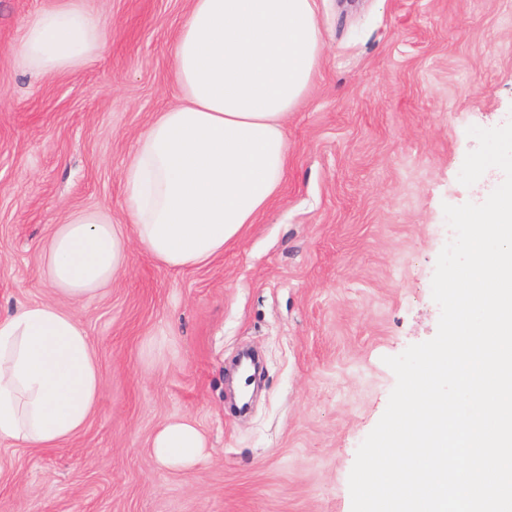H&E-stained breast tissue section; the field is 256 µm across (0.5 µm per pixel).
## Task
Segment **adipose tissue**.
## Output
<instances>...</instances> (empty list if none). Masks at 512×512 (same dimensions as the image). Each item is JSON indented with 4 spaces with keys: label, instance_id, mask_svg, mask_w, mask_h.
<instances>
[{
    "label": "adipose tissue",
    "instance_id": "ef3b65f1",
    "mask_svg": "<svg viewBox=\"0 0 512 512\" xmlns=\"http://www.w3.org/2000/svg\"><path fill=\"white\" fill-rule=\"evenodd\" d=\"M316 0H190L174 41L180 105L156 113L123 171L129 223L82 210L54 225L42 271L57 294L0 318V441L56 448L87 425L103 379L74 306L111 284L138 242L172 269L204 264L240 239L278 196L288 166L286 125L324 59ZM102 39L81 0L25 28L23 64L76 69ZM158 462L189 469L206 440L175 418L154 434Z\"/></svg>",
    "mask_w": 512,
    "mask_h": 512
}]
</instances>
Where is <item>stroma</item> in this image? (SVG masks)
Returning a JSON list of instances; mask_svg holds the SVG:
<instances>
[{"instance_id":"stroma-1","label":"stroma","mask_w":512,"mask_h":512,"mask_svg":"<svg viewBox=\"0 0 512 512\" xmlns=\"http://www.w3.org/2000/svg\"><path fill=\"white\" fill-rule=\"evenodd\" d=\"M60 2L0 0V315L53 299L50 225L126 223L122 170L180 102L188 0H84L103 31L89 61L22 67L24 27ZM317 23L325 57L288 118L279 196L197 267L131 244L112 288L77 305L103 392L71 442L0 441V512H351L357 449L396 384L384 359L437 332L443 206L495 188L458 174L468 128L512 119V0H318ZM178 417L208 442L189 470L150 447Z\"/></svg>"}]
</instances>
